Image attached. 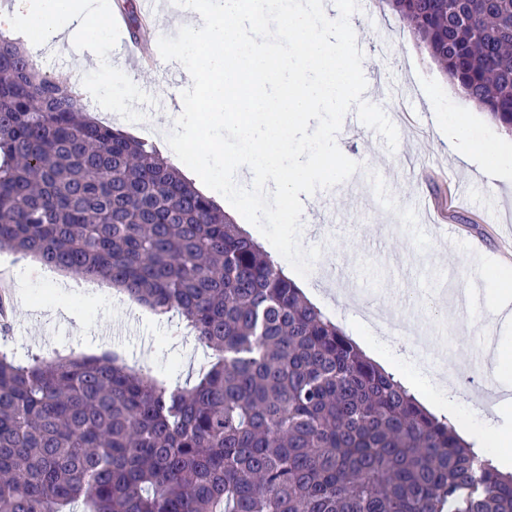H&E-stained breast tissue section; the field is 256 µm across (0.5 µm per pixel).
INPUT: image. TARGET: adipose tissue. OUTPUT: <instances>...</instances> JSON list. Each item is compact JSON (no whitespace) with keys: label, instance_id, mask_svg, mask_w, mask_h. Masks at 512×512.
Returning a JSON list of instances; mask_svg holds the SVG:
<instances>
[{"label":"adipose tissue","instance_id":"obj_1","mask_svg":"<svg viewBox=\"0 0 512 512\" xmlns=\"http://www.w3.org/2000/svg\"><path fill=\"white\" fill-rule=\"evenodd\" d=\"M252 0H208L189 10L176 5L171 16L185 31L180 45L170 52L186 75L184 83L167 87L177 111L152 117L153 135L185 178L216 203L247 207L255 190H262L266 206L254 220L298 223L305 203L316 196L315 184L303 161L288 167L278 162L290 154V141L300 119L329 99L346 96L355 65L350 48L356 37L348 27L325 34L315 25L317 12L310 0H297L288 10L268 7L262 22L252 18ZM102 12L94 0H12L0 13V28L24 35L38 32L45 41L62 46L73 39L96 38L102 31ZM90 68L97 78L83 92L91 98L113 93L112 122L131 119L139 83L121 68L104 70L99 59ZM206 92V107L195 104L198 90ZM207 123L231 142L249 145L250 151L232 165H224L217 144L198 147L199 112ZM486 423L489 434L460 429L474 447L497 439L501 451L492 461L499 470L512 467V402H498Z\"/></svg>","mask_w":512,"mask_h":512}]
</instances>
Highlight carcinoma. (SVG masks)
<instances>
[{"label":"carcinoma","mask_w":512,"mask_h":512,"mask_svg":"<svg viewBox=\"0 0 512 512\" xmlns=\"http://www.w3.org/2000/svg\"><path fill=\"white\" fill-rule=\"evenodd\" d=\"M512 133V0H387ZM106 280L210 351L171 387L0 349V512H512L501 473L368 359L155 146L0 33V249Z\"/></svg>","instance_id":"carcinoma-1"}]
</instances>
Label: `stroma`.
<instances>
[{"instance_id":"stroma-1","label":"stroma","mask_w":512,"mask_h":512,"mask_svg":"<svg viewBox=\"0 0 512 512\" xmlns=\"http://www.w3.org/2000/svg\"><path fill=\"white\" fill-rule=\"evenodd\" d=\"M340 24L361 31L363 54L357 79L343 106L327 104L312 112L295 146L305 161L319 166L324 140L316 130L337 129L345 169L323 178V202L311 207L304 231L288 224L264 225L272 258L293 268L303 280L327 279L336 291L325 292L319 307L334 319L358 317L344 306L340 291L357 292L365 304L384 309L397 336L431 337L430 353L466 363L495 318V292L512 281V251L503 236L512 229V181L495 173L498 151L512 142L486 114L463 126V138L477 144V161L463 168L439 142L441 119L456 112H476L472 101L449 83L435 63L420 51L408 27L378 0H346ZM142 93L128 130L151 140L149 116L168 109L163 85L179 83L173 62L162 70L137 71ZM400 84L404 97L384 98L382 87ZM427 197L444 223L455 226L459 240L443 239L439 227L411 217L416 197ZM28 281L15 299L12 344L24 353L55 354L110 351L128 366H149L172 382L195 380L207 354L194 337L183 335L178 322H158L136 303L73 291L70 317L46 316L43 306L55 293L54 281L40 262L25 263ZM482 292L469 314L457 295L474 283ZM117 321L136 325L134 336L106 335ZM451 410L455 421L477 431L473 407L489 401L481 378L462 381Z\"/></svg>"}]
</instances>
